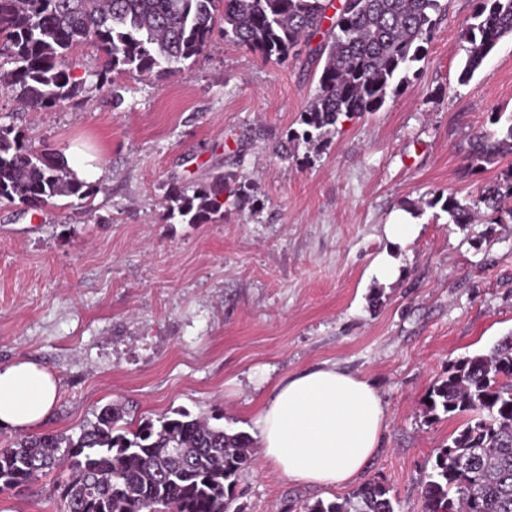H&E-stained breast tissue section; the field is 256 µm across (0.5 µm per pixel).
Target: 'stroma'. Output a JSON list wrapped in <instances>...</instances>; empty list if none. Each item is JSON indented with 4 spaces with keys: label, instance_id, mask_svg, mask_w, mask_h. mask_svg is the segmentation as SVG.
Listing matches in <instances>:
<instances>
[{
    "label": "stroma",
    "instance_id": "obj_1",
    "mask_svg": "<svg viewBox=\"0 0 512 512\" xmlns=\"http://www.w3.org/2000/svg\"><path fill=\"white\" fill-rule=\"evenodd\" d=\"M440 3L407 82L379 111L308 143L303 113L318 90L309 53L267 62L220 34L182 72L125 77L117 108L95 87L89 46L71 56L84 83L73 101L27 112L0 89V123L87 151L100 170L92 201L0 204V365L25 358L57 379L40 432H78L117 403L134 425L218 412L226 429L250 434L273 381L333 364L368 377L389 410L361 481L387 485L399 512H422L419 486L461 423L428 420L426 394L453 362L512 333V213L461 225L443 208L512 171V155L472 171L464 150L512 116V37L460 83L474 2ZM217 171L251 182L255 204L217 223L168 220V184ZM399 221L417 234L395 247L385 227ZM390 249L398 274L382 281L369 268ZM62 479L0 494V512H61L52 489ZM238 491L241 512H305L348 494L289 482L260 458Z\"/></svg>",
    "mask_w": 512,
    "mask_h": 512
}]
</instances>
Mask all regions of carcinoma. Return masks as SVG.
<instances>
[{"instance_id":"carcinoma-1","label":"carcinoma","mask_w":512,"mask_h":512,"mask_svg":"<svg viewBox=\"0 0 512 512\" xmlns=\"http://www.w3.org/2000/svg\"><path fill=\"white\" fill-rule=\"evenodd\" d=\"M440 0H0V88L23 108L47 112L77 98L71 51L90 43L103 57L95 73L114 106L126 87L115 76L178 73L212 41L224 39L279 63L322 40L318 94L304 112L302 138L340 117L377 112L421 60ZM469 82L500 40L512 37V0H475L462 29ZM500 134L469 138L471 167L512 155V117ZM247 180L218 172L204 184L171 183L168 219L207 224L250 199ZM91 185L71 176L64 154L36 146L13 125H0V202L42 210L61 196L93 198ZM512 199V175L486 185L463 205L445 200L449 220L472 222L475 208L493 213ZM426 416H462L448 444L436 449L422 484L423 512H512V334L488 353L448 367L426 395ZM124 408L106 405L77 435L40 433L0 448V494L64 465L53 490L63 512H229L240 474L253 464V443L206 416L181 414L155 424L120 425ZM306 512H395L390 489L370 480L338 501L317 500Z\"/></svg>"}]
</instances>
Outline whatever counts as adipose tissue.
<instances>
[{
	"instance_id": "1",
	"label": "adipose tissue",
	"mask_w": 512,
	"mask_h": 512,
	"mask_svg": "<svg viewBox=\"0 0 512 512\" xmlns=\"http://www.w3.org/2000/svg\"><path fill=\"white\" fill-rule=\"evenodd\" d=\"M58 384L42 365H0V428L35 427L51 410ZM389 413L365 376L336 366L303 369L277 381L252 421L262 456L288 481L343 488L383 446Z\"/></svg>"
}]
</instances>
